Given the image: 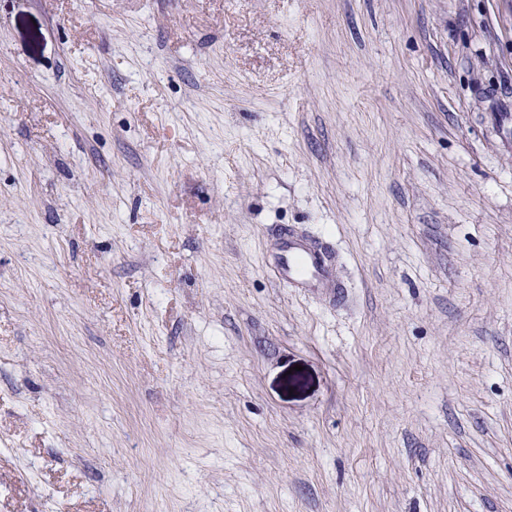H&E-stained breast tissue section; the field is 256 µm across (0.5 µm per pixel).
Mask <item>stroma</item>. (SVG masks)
Returning a JSON list of instances; mask_svg holds the SVG:
<instances>
[{
    "instance_id": "1",
    "label": "stroma",
    "mask_w": 512,
    "mask_h": 512,
    "mask_svg": "<svg viewBox=\"0 0 512 512\" xmlns=\"http://www.w3.org/2000/svg\"><path fill=\"white\" fill-rule=\"evenodd\" d=\"M500 112L512 0H0V512H512ZM271 236L274 247L269 262L277 280L311 293L334 288L336 261L328 247L288 226L274 229Z\"/></svg>"
}]
</instances>
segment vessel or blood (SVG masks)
<instances>
[{
	"instance_id": "obj_1",
	"label": "vessel or blood",
	"mask_w": 512,
	"mask_h": 512,
	"mask_svg": "<svg viewBox=\"0 0 512 512\" xmlns=\"http://www.w3.org/2000/svg\"><path fill=\"white\" fill-rule=\"evenodd\" d=\"M272 240L270 262L278 280L311 293L333 287L336 261L328 247L286 226L274 229Z\"/></svg>"
}]
</instances>
